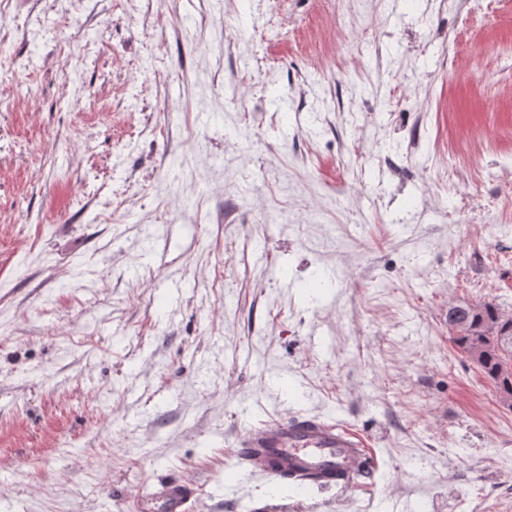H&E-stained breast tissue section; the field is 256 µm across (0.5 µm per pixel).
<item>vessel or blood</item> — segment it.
Segmentation results:
<instances>
[{"label": "vessel or blood", "mask_w": 512, "mask_h": 512, "mask_svg": "<svg viewBox=\"0 0 512 512\" xmlns=\"http://www.w3.org/2000/svg\"><path fill=\"white\" fill-rule=\"evenodd\" d=\"M238 467L277 483L285 475L297 480L304 497L311 482L339 486L374 469L376 462L346 427L295 414L251 427L234 454ZM192 485L171 480L135 501L132 512H186Z\"/></svg>", "instance_id": "vessel-or-blood-1"}]
</instances>
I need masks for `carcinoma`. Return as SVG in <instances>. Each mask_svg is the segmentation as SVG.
Instances as JSON below:
<instances>
[{
	"instance_id": "carcinoma-1",
	"label": "carcinoma",
	"mask_w": 512,
	"mask_h": 512,
	"mask_svg": "<svg viewBox=\"0 0 512 512\" xmlns=\"http://www.w3.org/2000/svg\"><path fill=\"white\" fill-rule=\"evenodd\" d=\"M468 309L467 332L453 335V342L461 352L470 355L474 342L490 333L506 332L509 340L502 346L486 347L480 369L497 391L512 394V317L503 314L491 303L470 304Z\"/></svg>"
}]
</instances>
